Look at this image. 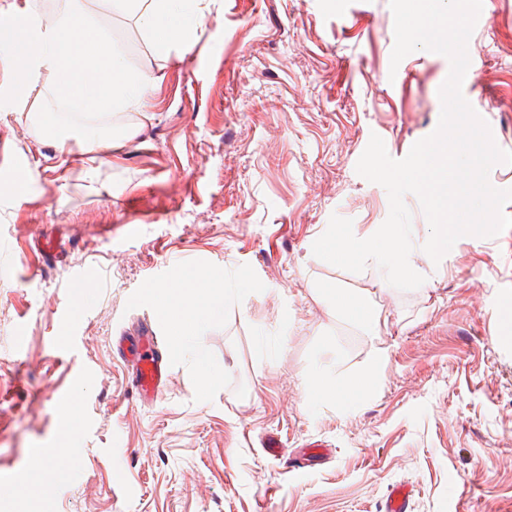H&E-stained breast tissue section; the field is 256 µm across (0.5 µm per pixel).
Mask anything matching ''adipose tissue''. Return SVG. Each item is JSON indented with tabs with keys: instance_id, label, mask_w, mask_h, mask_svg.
<instances>
[{
	"instance_id": "obj_1",
	"label": "adipose tissue",
	"mask_w": 512,
	"mask_h": 512,
	"mask_svg": "<svg viewBox=\"0 0 512 512\" xmlns=\"http://www.w3.org/2000/svg\"><path fill=\"white\" fill-rule=\"evenodd\" d=\"M198 2L110 0L113 12L138 22L161 56L188 43L196 21L203 18ZM9 10L18 20L0 23V50L14 69L6 82H0V100L14 109L31 99L42 101L35 118L59 152L67 151L70 134L61 121L64 110L80 117L74 132L84 143L95 150L111 146L112 131L100 125V118L137 109L151 76L127 66L119 46L99 27L85 0H63L61 10L50 18L41 17L27 2H13ZM77 33L82 34V42H74ZM233 294L223 269L213 266L182 270L172 283L146 292L168 329V350L175 357L188 349L205 325L223 317ZM319 296L349 322L375 334L380 311L371 299L337 287L320 289ZM384 360V350H377L371 365L347 380L334 376L329 368L316 369L309 379L313 397L348 410L370 392Z\"/></svg>"
}]
</instances>
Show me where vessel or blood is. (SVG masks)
<instances>
[{"instance_id":"1","label":"vessel or blood","mask_w":512,"mask_h":512,"mask_svg":"<svg viewBox=\"0 0 512 512\" xmlns=\"http://www.w3.org/2000/svg\"><path fill=\"white\" fill-rule=\"evenodd\" d=\"M161 338L151 325H144L136 335L122 336L112 348L124 361L130 362L133 385L140 397L159 396L167 384L169 369L160 350ZM410 489L391 486L384 503V512H409Z\"/></svg>"}]
</instances>
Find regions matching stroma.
<instances>
[{
	"mask_svg": "<svg viewBox=\"0 0 512 512\" xmlns=\"http://www.w3.org/2000/svg\"><path fill=\"white\" fill-rule=\"evenodd\" d=\"M90 8L153 81L140 111L106 116L114 145L95 155L74 138L58 153L25 112L0 111V512H382L398 483L410 512H512V228L461 238L410 291L312 253L332 215L361 233L386 220L357 161L371 135L400 159L435 130L448 59L391 68L389 0H205L166 59L108 0ZM482 11L463 95L512 151V0ZM202 263L239 293L143 402L112 339L163 329L146 288ZM82 267L103 282L84 315ZM328 285L382 306L379 338L321 301ZM378 348L361 402L311 398L317 367L347 379ZM202 358L218 375L205 392ZM59 392L78 395L81 428L56 456L64 478L20 495L31 455L55 448ZM310 443L332 457L291 469Z\"/></svg>",
	"mask_w": 512,
	"mask_h": 512,
	"instance_id": "stroma-1",
	"label": "stroma"
}]
</instances>
